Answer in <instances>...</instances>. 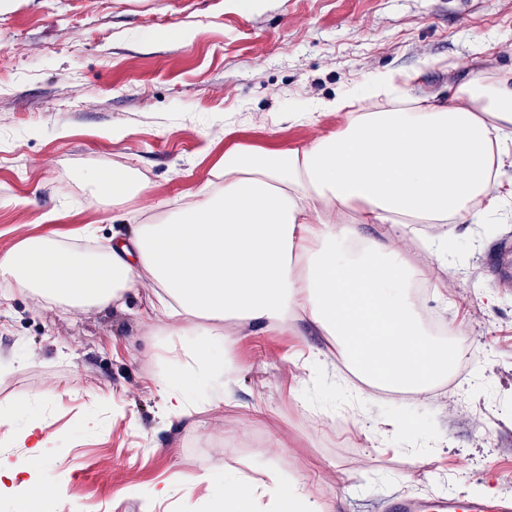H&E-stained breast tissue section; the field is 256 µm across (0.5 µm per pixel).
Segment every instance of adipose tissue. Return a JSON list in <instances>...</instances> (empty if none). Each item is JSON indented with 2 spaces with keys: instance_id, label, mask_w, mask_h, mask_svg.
Listing matches in <instances>:
<instances>
[{
  "instance_id": "obj_1",
  "label": "adipose tissue",
  "mask_w": 512,
  "mask_h": 512,
  "mask_svg": "<svg viewBox=\"0 0 512 512\" xmlns=\"http://www.w3.org/2000/svg\"><path fill=\"white\" fill-rule=\"evenodd\" d=\"M512 139V84L475 72L448 103L425 100L353 114L345 128L300 150L225 151L218 193L192 196L171 219L139 225L96 254L51 237L22 241L0 256V279L66 307L122 302L149 271L164 292L158 310L186 335V316L241 317L257 327L295 316L354 342L370 378L419 392L457 362L456 350L426 337L408 289L419 281L374 224H464L499 209L491 176ZM168 411L191 413L189 393L215 373L210 345L185 347ZM35 419L17 431L25 458H0V491L37 496L34 466L51 454ZM225 512H253L269 497L278 512H315L297 486L273 476L214 486Z\"/></svg>"
}]
</instances>
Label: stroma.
Returning a JSON list of instances; mask_svg holds the SVG:
<instances>
[{
  "label": "stroma",
  "mask_w": 512,
  "mask_h": 512,
  "mask_svg": "<svg viewBox=\"0 0 512 512\" xmlns=\"http://www.w3.org/2000/svg\"><path fill=\"white\" fill-rule=\"evenodd\" d=\"M474 72L512 82V0H259L246 13L227 0H14L0 8V254L40 235L132 237L218 190L225 150L297 149L343 129L349 114L320 112L323 101L391 74L399 96L445 103ZM295 110L318 120L288 121ZM115 167L146 193L96 200L91 176ZM494 176L506 195L483 222L371 229L422 272L420 317L460 353L457 375L421 394L353 386L342 349L303 320L259 330L197 317V335H233L214 347L233 370L176 421L158 377L185 339L149 316L150 277L104 309L0 280V410L15 412L0 456H24L14 435L32 416L53 441L28 512H218L199 477L270 471L321 512L512 498V286L491 264L512 239V155ZM183 479L197 482L185 498L139 492Z\"/></svg>",
  "instance_id": "stroma-1"
}]
</instances>
